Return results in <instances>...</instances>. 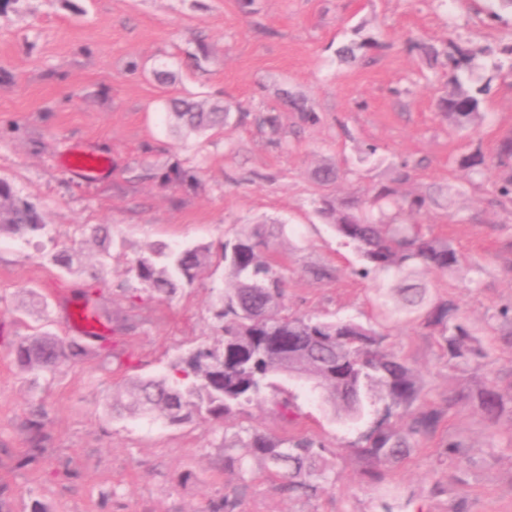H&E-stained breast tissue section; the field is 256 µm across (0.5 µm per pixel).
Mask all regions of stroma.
I'll use <instances>...</instances> for the list:
<instances>
[{"mask_svg":"<svg viewBox=\"0 0 512 512\" xmlns=\"http://www.w3.org/2000/svg\"><path fill=\"white\" fill-rule=\"evenodd\" d=\"M451 32L497 50L512 43V17L476 12L472 0L448 10L437 0H16L0 15V180L47 226L43 237L0 234V512H512V412L490 420L462 400L489 384L512 396V203H495L496 171L471 180L455 164L476 148L493 154L512 134V75L493 81L477 132L455 129L435 110L445 77L407 48ZM356 35L380 45L341 62L337 48ZM285 91L318 123L281 108ZM175 99L242 102L251 112L182 137L169 116ZM270 110L274 130L262 122ZM368 145L377 153L360 161ZM72 149L112 165L83 178L62 163ZM176 161L196 184L162 183ZM404 162L417 168L413 187L466 188L418 221L462 254L458 273L427 283L458 303L484 353L455 369L428 329L391 328L387 347L418 377L416 406L443 418L382 468L379 484L365 483L371 464L358 449L381 420L402 427L406 417H384L378 403L353 421L285 377L224 420L170 425L111 412L118 385L168 374L176 355L211 340L212 302L230 285L224 243L244 226L265 223L289 312L370 323L376 283L355 275L356 249L316 202L325 191L366 194ZM325 164L342 177L324 191L314 171ZM98 225L112 242L104 260L86 242ZM160 242L211 248L206 271L172 297L129 271ZM57 247L81 250L84 273L54 266ZM472 259L482 271L470 270ZM84 291L110 312L88 357L51 374L22 372L14 350L33 327L79 338L63 305ZM284 399L292 417L280 412ZM243 428L312 437L326 482L290 493L260 462L225 470L224 440ZM449 442L456 451L446 458Z\"/></svg>","mask_w":512,"mask_h":512,"instance_id":"stroma-1","label":"stroma"}]
</instances>
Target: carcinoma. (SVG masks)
<instances>
[{
	"label": "carcinoma",
	"mask_w": 512,
	"mask_h": 512,
	"mask_svg": "<svg viewBox=\"0 0 512 512\" xmlns=\"http://www.w3.org/2000/svg\"><path fill=\"white\" fill-rule=\"evenodd\" d=\"M379 46L375 39L352 41L339 47L337 55L353 60L357 51ZM409 47L434 62L445 59L449 89L439 97L437 110L460 129L482 121L483 96L490 92L493 78L505 69L512 74V62L506 66L499 58L480 65L492 50L459 38H447L439 45L411 42ZM285 99L304 122L319 120L300 98L287 93ZM233 110L242 115L250 112L241 103L206 110L198 103L185 102L173 116L180 126L206 132L226 125ZM492 166L504 169L495 183L497 203L512 202V138L502 142L495 160L479 148L457 159V167L471 174ZM411 180L412 169L404 162L370 194L342 199L323 195L317 211L337 237L356 247L362 261L356 274L378 281L372 298L378 325L389 328L416 322L439 337L449 364L465 366L477 352L475 330L457 303L431 295L422 283L405 284L409 279L453 273L461 265V255L447 241L425 232L421 224L404 223V217L428 211L443 199L452 203L461 189L399 190ZM4 230L24 236L44 231L46 225L31 204L0 180V232ZM265 247L259 224L243 227L224 243V265L233 285L224 289L213 312L221 323V338L173 363L174 381L159 376L130 383L122 393L123 406L170 424L194 415L223 418L262 401L274 379L294 367L304 383L320 391L325 403L344 411L351 420L359 418L375 398L388 415L411 407L418 393L415 375L405 359L386 347L387 334L353 319L322 320L288 313L283 277L276 263L264 257ZM51 260L65 270H80L78 254L66 249L52 254ZM208 260L204 246L164 244L142 253L132 271L144 288L170 297L192 283ZM88 352L89 346L81 341L64 342L43 332L21 341L15 355L18 364L29 371L53 373L61 362L80 360ZM474 400L490 420L512 409V397L493 386L479 390ZM440 419V410L421 407L403 429L381 423L366 436L359 452L374 463H398L409 453L410 440L433 433ZM232 447L245 448L263 460L281 487L290 492L314 489L313 478L327 479V462L311 438L238 433Z\"/></svg>",
	"instance_id": "1"
}]
</instances>
